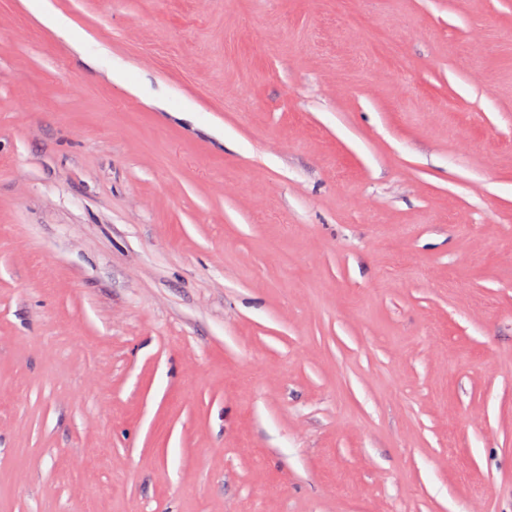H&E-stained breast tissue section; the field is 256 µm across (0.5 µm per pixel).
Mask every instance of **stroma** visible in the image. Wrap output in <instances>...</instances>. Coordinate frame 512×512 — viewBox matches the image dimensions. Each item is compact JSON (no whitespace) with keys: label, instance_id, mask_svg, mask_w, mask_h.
Segmentation results:
<instances>
[{"label":"stroma","instance_id":"1","mask_svg":"<svg viewBox=\"0 0 512 512\" xmlns=\"http://www.w3.org/2000/svg\"><path fill=\"white\" fill-rule=\"evenodd\" d=\"M475 503L512 0H0V512ZM366 38L374 52L387 62H396L400 58V48L397 43L375 33H367Z\"/></svg>","mask_w":512,"mask_h":512}]
</instances>
